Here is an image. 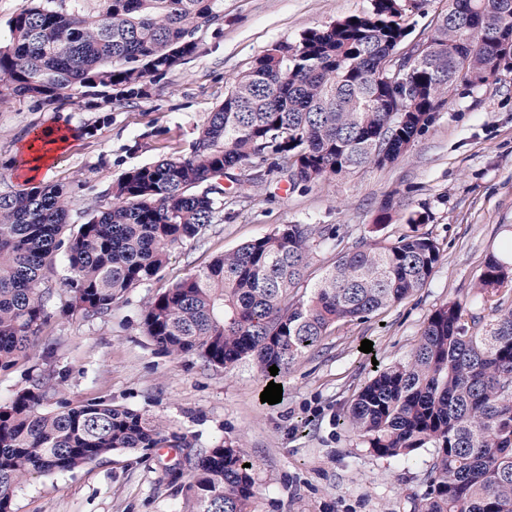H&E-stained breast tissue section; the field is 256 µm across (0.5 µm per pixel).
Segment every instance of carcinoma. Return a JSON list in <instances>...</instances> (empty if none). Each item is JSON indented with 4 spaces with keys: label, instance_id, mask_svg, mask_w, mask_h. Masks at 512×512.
Returning a JSON list of instances; mask_svg holds the SVG:
<instances>
[{
    "label": "carcinoma",
    "instance_id": "obj_1",
    "mask_svg": "<svg viewBox=\"0 0 512 512\" xmlns=\"http://www.w3.org/2000/svg\"><path fill=\"white\" fill-rule=\"evenodd\" d=\"M413 68L414 96L394 123L397 92L378 79L412 33L403 0L293 41H277L239 73L208 115L187 156L124 172L111 203L69 223L63 190L0 192V369L32 355L47 323L56 258L64 254L66 310L83 318L112 311L132 289L160 277L172 251L199 237L224 210L228 171L280 175L297 187L404 158L448 104L450 87L475 72L512 68V0H444ZM224 0H24L0 42V101L71 100L81 88H115L130 100L147 79L171 72L199 49L197 34L221 20ZM336 240L309 224H284L224 253L152 297L146 336L177 356L228 368L251 357L283 379L320 348L329 329L361 320L422 288L442 262L424 233L338 253L308 298L313 251ZM478 287L484 309L452 300L428 318L408 359L378 367L339 425L371 453L417 461L433 449L416 512H512V262L491 256ZM278 367L273 376L269 367ZM50 379L0 405V512H12L30 475L64 474L116 450L189 448L156 417L94 398L55 410L42 401ZM233 445L197 455L182 512H250L253 468Z\"/></svg>",
    "mask_w": 512,
    "mask_h": 512
}]
</instances>
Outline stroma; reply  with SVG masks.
Instances as JSON below:
<instances>
[{"label":"stroma","mask_w":512,"mask_h":512,"mask_svg":"<svg viewBox=\"0 0 512 512\" xmlns=\"http://www.w3.org/2000/svg\"><path fill=\"white\" fill-rule=\"evenodd\" d=\"M369 6L370 0H224V18L199 33L198 53L148 79L140 99L101 89L73 102L0 103V191L25 188L20 160L30 132L63 130L68 141L49 161L47 181L66 189L74 201L70 219L80 222L87 206L110 203L112 184L127 169L188 154L198 128L261 51ZM240 176L236 169L223 180L232 197L223 223L177 247L160 280L133 289L107 315L66 313L65 270L56 266L50 320L39 338L49 356L40 351L0 370V404L33 377L51 374L58 387L44 408L105 398L152 414L169 432L187 436L191 449L120 451L69 473L31 475L15 491L14 512H181L187 453L223 442L255 464V512H414L431 449L415 464L380 458L338 420L374 365L411 354L435 309L465 298L480 312L486 259L512 254V71L481 86L457 84L397 163L307 188L288 189L279 180L241 187ZM412 210L427 212L428 221L407 224ZM284 224L337 227L343 250L416 230L438 243L444 260L411 296L334 326L284 378L281 402L269 405L260 400L268 381L252 360L224 369L169 354L145 335L142 309L160 290ZM366 339L373 343L369 354L360 350Z\"/></svg>","instance_id":"35a3bbf8"}]
</instances>
